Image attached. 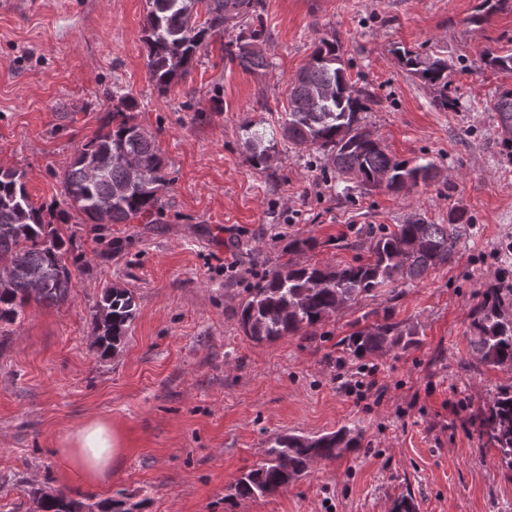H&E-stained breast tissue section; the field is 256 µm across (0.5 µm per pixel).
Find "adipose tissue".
I'll use <instances>...</instances> for the list:
<instances>
[{
  "label": "adipose tissue",
  "mask_w": 512,
  "mask_h": 512,
  "mask_svg": "<svg viewBox=\"0 0 512 512\" xmlns=\"http://www.w3.org/2000/svg\"><path fill=\"white\" fill-rule=\"evenodd\" d=\"M64 443L65 458L87 485L102 484L124 459L123 438L105 419L86 421L66 435Z\"/></svg>",
  "instance_id": "adipose-tissue-1"
}]
</instances>
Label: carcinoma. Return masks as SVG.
I'll use <instances>...</instances> for the list:
<instances>
[{
  "label": "carcinoma",
  "instance_id": "carcinoma-1",
  "mask_svg": "<svg viewBox=\"0 0 512 512\" xmlns=\"http://www.w3.org/2000/svg\"><path fill=\"white\" fill-rule=\"evenodd\" d=\"M144 30L148 45L147 67L160 92L184 78L204 43L229 27H239L235 39L224 45L230 61L245 70L267 67L261 45L265 25L261 0H148ZM400 62L435 91L434 104L444 111L457 108L448 95L452 65L439 55L422 57L410 50ZM116 103L96 138L82 145L63 172L60 184L66 208L45 211L30 200L24 174L0 169V327L21 322L30 302L62 304L73 288V271L81 260L66 247L57 224H68L73 213L86 224H126L136 217L160 213L161 192L169 185L167 163L155 138L136 122L135 101L112 94ZM373 102L370 92L357 89L348 79L336 36L319 38L311 59L291 80L288 109L279 124L282 140L320 152L338 173L371 185V177L389 172L385 189L397 193L404 178L427 184L435 178L431 162L399 160L360 121L359 114ZM494 109L499 123L512 128V88L497 93ZM276 136L247 130L250 161L264 166L277 146ZM465 213L453 211L446 224L419 219L397 224L373 237L370 258L337 267L285 264L265 275L238 312L246 336L260 343L315 328L348 303L399 281L414 282L430 269L445 265L465 231ZM132 292L108 288L91 312L97 336L96 353L116 350L136 317ZM469 346L482 363L512 366V285L490 284L471 314ZM415 324L383 319L358 330L347 339L356 358L418 343ZM482 427L499 457L512 458V386L493 396ZM361 435L342 427L316 438L297 435L275 437L266 463L249 471L237 484L242 496L272 495L297 481L318 460L337 457L356 448ZM40 512H112V504L87 503L63 493L33 492Z\"/></svg>",
  "mask_w": 512,
  "mask_h": 512
}]
</instances>
